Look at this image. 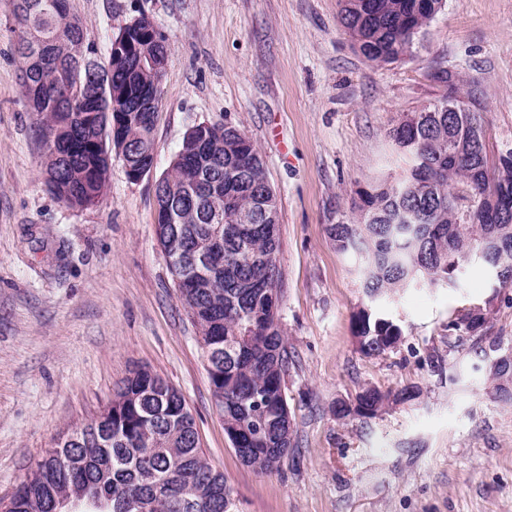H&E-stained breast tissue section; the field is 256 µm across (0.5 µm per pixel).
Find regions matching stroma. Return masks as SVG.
<instances>
[{"label":"stroma","mask_w":512,"mask_h":512,"mask_svg":"<svg viewBox=\"0 0 512 512\" xmlns=\"http://www.w3.org/2000/svg\"><path fill=\"white\" fill-rule=\"evenodd\" d=\"M99 59L139 16L171 46L154 130L155 167L137 181L113 158L105 195L67 207L44 175L42 117L26 106L11 0H0V499L116 383L146 366L183 395L200 446L238 512H512V401L486 370L512 351V288L482 265L460 287L379 301L403 340L363 354L353 316L368 299L358 261L327 227L355 216L359 183L404 166L387 133L434 102L445 72L483 90L490 146L512 145V0H445L407 56L358 50L339 0H68ZM242 130L280 204V324L294 447L278 471L237 458L218 414L201 337L155 236V184L187 129ZM489 306L479 342L453 323ZM420 389L373 418L336 419L366 387Z\"/></svg>","instance_id":"stroma-1"}]
</instances>
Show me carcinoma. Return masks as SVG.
<instances>
[{
  "label": "carcinoma",
  "instance_id": "1",
  "mask_svg": "<svg viewBox=\"0 0 512 512\" xmlns=\"http://www.w3.org/2000/svg\"><path fill=\"white\" fill-rule=\"evenodd\" d=\"M19 29L23 93L43 115L42 136H57L59 159L45 166L51 192L72 208L95 204L105 193L108 158L121 142L153 148L154 113L139 109L143 91L162 100V76L149 58L164 52L145 16L125 24V58L102 64L85 44L81 22L66 0H14ZM444 0H340L343 27L369 60L393 63L441 10ZM119 92L114 98L110 90ZM388 136L406 159L395 176L358 187L356 220L331 224L336 249L361 261L362 288L371 301L396 297L420 284L452 286L471 250L505 233L511 224H486L477 209L486 176L467 119H448L441 96ZM206 156L180 143L157 196L172 224L156 229L181 300L201 335L215 405L235 454L260 473L281 466L292 447L293 424L284 378L288 345L279 326L281 297H272L267 267L277 260L280 224L265 209L277 195L250 138L235 126L210 139ZM224 183L234 200L225 212L222 248L205 269L194 268L197 242L213 235L210 204L199 192ZM472 210L464 231L448 208V190ZM484 307L462 325L471 337L484 327ZM361 352L379 355L401 343V326L389 316L359 310L354 316ZM496 393L512 399V367L492 362ZM416 386L397 392L369 387L352 403L336 405V418H373L393 403L415 399ZM98 502L95 512H235L233 489L199 446L195 421L182 394L147 368L135 370L95 418L75 426L26 473L18 491L0 500V512H50V504Z\"/></svg>",
  "mask_w": 512,
  "mask_h": 512
}]
</instances>
